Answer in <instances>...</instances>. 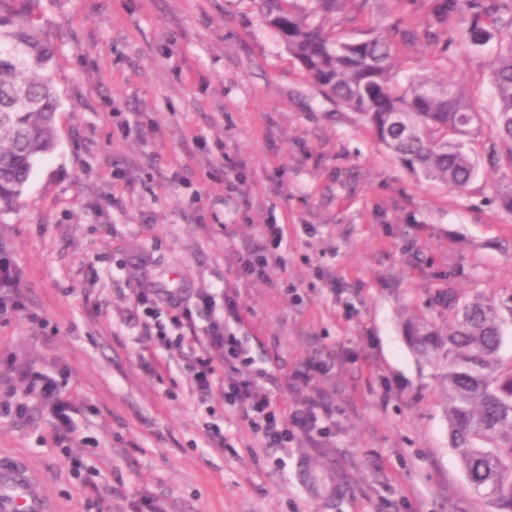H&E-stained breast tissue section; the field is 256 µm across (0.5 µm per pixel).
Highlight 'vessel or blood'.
Segmentation results:
<instances>
[{
  "instance_id": "vessel-or-blood-1",
  "label": "vessel or blood",
  "mask_w": 512,
  "mask_h": 512,
  "mask_svg": "<svg viewBox=\"0 0 512 512\" xmlns=\"http://www.w3.org/2000/svg\"><path fill=\"white\" fill-rule=\"evenodd\" d=\"M0 512H63L46 479L0 451Z\"/></svg>"
}]
</instances>
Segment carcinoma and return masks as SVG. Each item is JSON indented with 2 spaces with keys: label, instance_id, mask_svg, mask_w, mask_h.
Here are the masks:
<instances>
[{
  "label": "carcinoma",
  "instance_id": "carcinoma-1",
  "mask_svg": "<svg viewBox=\"0 0 512 512\" xmlns=\"http://www.w3.org/2000/svg\"><path fill=\"white\" fill-rule=\"evenodd\" d=\"M265 20L324 96L360 114L400 163L425 179L464 189L478 173L472 92L426 76L398 78L394 43L375 28L345 40L328 27L350 0H264ZM471 14L470 26L450 38L465 54L491 41L496 49L491 85L498 101V136L512 142V0H439L435 19L452 11ZM50 38L17 0H0V223L17 213L39 159L58 143ZM492 166L512 169V148H485ZM443 301L448 326L406 318L401 330L414 355L437 370L446 396L448 444L458 450L475 494L496 512H512V359L500 356L503 316L482 294Z\"/></svg>",
  "mask_w": 512,
  "mask_h": 512
}]
</instances>
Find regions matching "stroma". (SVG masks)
<instances>
[{"instance_id": "stroma-1", "label": "stroma", "mask_w": 512, "mask_h": 512, "mask_svg": "<svg viewBox=\"0 0 512 512\" xmlns=\"http://www.w3.org/2000/svg\"><path fill=\"white\" fill-rule=\"evenodd\" d=\"M437 0H366L345 37L392 31L402 75L473 91L477 142L496 137L493 47L449 50L467 27ZM263 0H39L57 49L59 143L0 224L16 305L0 314V449L51 480L71 512H495L448 445L445 396L401 332L448 322L446 289L512 306V170L482 167L458 191L410 174L349 109L306 77ZM132 120L126 135L117 122ZM241 165L228 193L218 156ZM199 205H191L192 192ZM286 229L279 263L245 275L265 225ZM187 304L224 290V324L253 365L215 358L218 382L264 369L282 408L332 409L328 436L265 447L220 393L199 398L188 350H144L133 294ZM55 379L82 446L19 375ZM307 373L308 383L297 376Z\"/></svg>"}]
</instances>
